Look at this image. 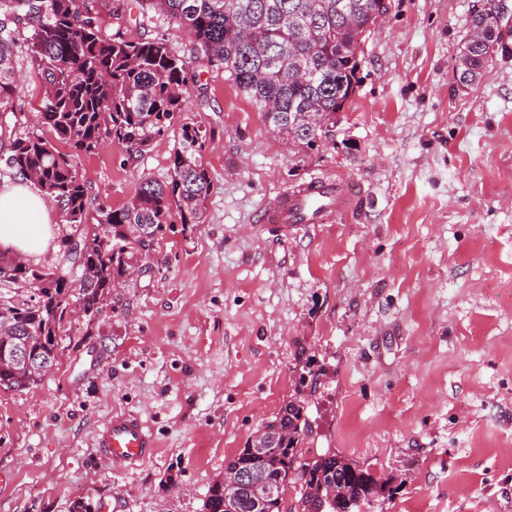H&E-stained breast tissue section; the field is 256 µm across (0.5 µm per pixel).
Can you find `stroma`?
<instances>
[{
  "instance_id": "1",
  "label": "stroma",
  "mask_w": 512,
  "mask_h": 512,
  "mask_svg": "<svg viewBox=\"0 0 512 512\" xmlns=\"http://www.w3.org/2000/svg\"><path fill=\"white\" fill-rule=\"evenodd\" d=\"M502 5L503 51L458 79L479 10ZM105 37L194 53L185 28L135 0H92ZM333 138L272 134L220 67H199L185 116L207 133L200 224L173 222L149 272L63 337L37 387L0 389V512H201L210 482L299 384L326 367L300 450L367 466L365 512H512V0H388L358 55ZM41 78L0 119L39 129ZM173 138L129 159L80 155L96 201L128 202L168 172ZM351 180L343 211L281 230L257 221L311 175ZM138 414L154 456L113 469L95 446Z\"/></svg>"
}]
</instances>
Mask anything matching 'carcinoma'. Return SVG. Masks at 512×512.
Wrapping results in <instances>:
<instances>
[{"label": "carcinoma", "instance_id": "obj_1", "mask_svg": "<svg viewBox=\"0 0 512 512\" xmlns=\"http://www.w3.org/2000/svg\"><path fill=\"white\" fill-rule=\"evenodd\" d=\"M166 15L195 37L194 59L175 55L155 39L106 38L86 0H0V105L17 91V40L24 39L33 69L46 94L40 112L44 133H16L0 124L9 141L7 173L30 175L51 197L64 218V259L54 265L23 268L0 255V336H22L45 367L27 369L0 363V389L23 391L40 384L67 335L64 319L78 304L91 324L114 283L124 284L142 263L150 271L156 244L172 212L183 224L204 222L211 181L203 164L207 138L199 126L180 121L193 60L220 65L240 92L264 113L267 126L288 141L312 148L330 139L336 114L355 93L358 53L385 0H138ZM493 12L470 20L483 40L468 39L461 49L459 80L472 83L493 61L487 47L500 43L490 27ZM177 132L171 164L159 180H141L121 207L97 205L88 223L90 197L77 158L105 141L122 146L130 158ZM67 150H62V147ZM322 370L300 376L295 396L265 426L280 425L276 453L256 460L244 448L224 467L238 475L250 467L258 480L283 486L301 481L289 512H346L350 503H368L381 485L372 473L330 450L313 458L298 452L313 433L306 395L322 385ZM281 512L277 502L256 508L246 487L226 490L213 481L202 512Z\"/></svg>", "mask_w": 512, "mask_h": 512}]
</instances>
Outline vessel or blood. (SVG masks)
Masks as SVG:
<instances>
[{
  "instance_id": "b4317fda",
  "label": "vessel or blood",
  "mask_w": 512,
  "mask_h": 512,
  "mask_svg": "<svg viewBox=\"0 0 512 512\" xmlns=\"http://www.w3.org/2000/svg\"><path fill=\"white\" fill-rule=\"evenodd\" d=\"M351 193L343 180L311 178L298 189L265 205L258 213L262 224L282 227L291 224H319L334 212L341 211ZM96 446L113 467L132 470L151 458L156 440L140 417L133 413L112 416L96 434Z\"/></svg>"
}]
</instances>
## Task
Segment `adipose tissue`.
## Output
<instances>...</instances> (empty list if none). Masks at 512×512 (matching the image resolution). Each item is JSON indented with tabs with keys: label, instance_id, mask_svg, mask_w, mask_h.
I'll return each instance as SVG.
<instances>
[{
	"label": "adipose tissue",
	"instance_id": "obj_1",
	"mask_svg": "<svg viewBox=\"0 0 512 512\" xmlns=\"http://www.w3.org/2000/svg\"><path fill=\"white\" fill-rule=\"evenodd\" d=\"M54 202L36 193L25 176L0 186V247L18 257L39 259L50 247Z\"/></svg>",
	"mask_w": 512,
	"mask_h": 512
}]
</instances>
